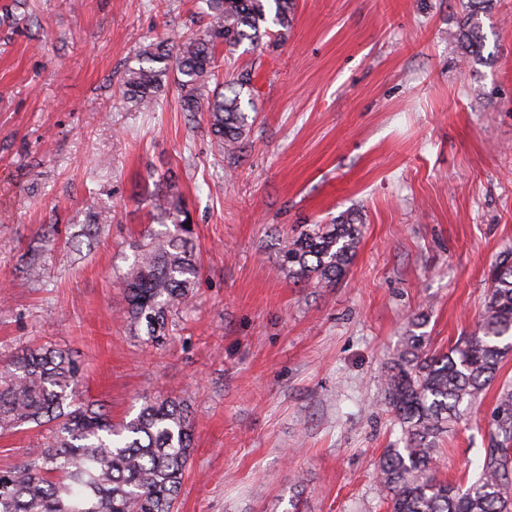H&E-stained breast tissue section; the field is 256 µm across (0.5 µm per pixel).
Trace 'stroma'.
Listing matches in <instances>:
<instances>
[{"label": "stroma", "instance_id": "obj_1", "mask_svg": "<svg viewBox=\"0 0 512 512\" xmlns=\"http://www.w3.org/2000/svg\"><path fill=\"white\" fill-rule=\"evenodd\" d=\"M466 5L296 0L278 41L216 50L214 84L254 73V122L221 152L175 81L151 112L121 90L140 46L204 28L196 0H23L0 19V370L50 343L75 352L113 423L145 395L187 403L178 512H389L375 467L402 433L381 378L413 318L437 351L473 333L512 251V0H493L478 63L453 37ZM169 169L202 276L154 347L117 276L171 228L146 205ZM101 208L112 221L87 242ZM348 211L363 231L345 277L289 278L296 225ZM497 395L443 437L438 478H474ZM42 437L0 432V469Z\"/></svg>", "mask_w": 512, "mask_h": 512}]
</instances>
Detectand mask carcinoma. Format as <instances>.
<instances>
[{"mask_svg": "<svg viewBox=\"0 0 512 512\" xmlns=\"http://www.w3.org/2000/svg\"><path fill=\"white\" fill-rule=\"evenodd\" d=\"M268 18L264 0H200L209 26L199 35L151 42L139 48L138 66L125 73L129 102L148 110L176 73L182 110L208 114L218 149L234 151L251 124L240 104L251 74L240 72L224 90L207 93L217 67L216 47L259 42L268 22L286 29L294 0H273ZM458 40L473 59L481 57V14L486 0H467ZM150 196V205L175 231L153 236L137 247L120 276L127 294V319L146 341L162 345L172 308L192 296L201 274L185 230L190 212L176 178ZM112 213L100 210L87 225L93 239ZM362 225L352 212L330 224H302L282 251L281 268L298 282L330 286L346 275L356 255ZM411 323L392 366L384 374L387 404L403 435L404 447L387 448L376 478L390 512H512V384L500 386L491 421V445L469 485L437 478L439 442L451 425L494 382L512 351V252L502 255L490 277L477 330L445 353L429 348ZM33 423L47 430L25 460L0 471V512H174L193 452L188 407L176 400H146L139 412L115 426L81 391V368L70 350L26 349L0 375V430Z\"/></svg>", "mask_w": 512, "mask_h": 512, "instance_id": "1", "label": "carcinoma"}]
</instances>
